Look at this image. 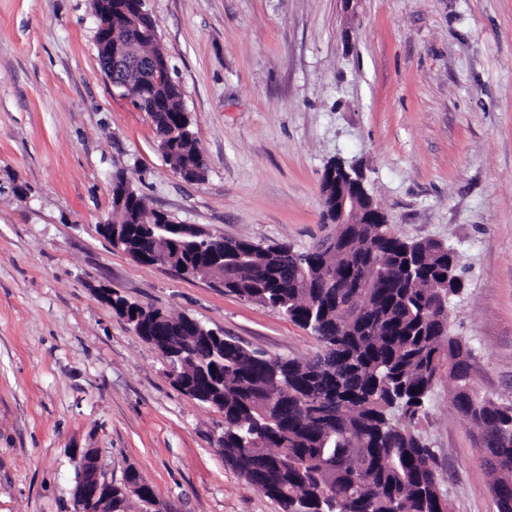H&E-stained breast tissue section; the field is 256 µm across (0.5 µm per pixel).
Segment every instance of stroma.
I'll return each instance as SVG.
<instances>
[{"label":"stroma","instance_id":"obj_1","mask_svg":"<svg viewBox=\"0 0 512 512\" xmlns=\"http://www.w3.org/2000/svg\"><path fill=\"white\" fill-rule=\"evenodd\" d=\"M207 170L180 178L147 113L101 70L91 0H0V512H74L73 451L137 470L166 512H279L224 463V417L98 298L308 359L309 332L212 282L144 265L98 226L112 176L214 236L309 247L333 157L409 239L456 246L451 335L482 390L512 401V0H147ZM447 378L419 430L454 512H497L481 433Z\"/></svg>","mask_w":512,"mask_h":512}]
</instances>
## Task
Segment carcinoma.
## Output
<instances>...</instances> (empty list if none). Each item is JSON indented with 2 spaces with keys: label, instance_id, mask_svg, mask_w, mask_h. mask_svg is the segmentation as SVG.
I'll use <instances>...</instances> for the list:
<instances>
[{
  "label": "carcinoma",
  "instance_id": "obj_1",
  "mask_svg": "<svg viewBox=\"0 0 512 512\" xmlns=\"http://www.w3.org/2000/svg\"><path fill=\"white\" fill-rule=\"evenodd\" d=\"M112 24L122 27L131 0H108ZM155 41L128 42L141 62L159 54ZM182 93L170 75L131 98L150 114L156 141L167 145L173 169L200 179L206 170ZM337 167L359 207H376L359 189L356 169L331 159L321 177L322 222L336 206ZM126 174L112 176V226L119 250L141 263L169 252L183 277L207 268L224 292L258 302L308 330L320 345L307 360L272 358L224 337L215 385L200 399L224 415V462L275 501L280 512H453L443 496L436 458L418 430L435 382L448 376L451 405L481 430L483 471L491 488L512 487V402L470 395L472 350L448 334V305L463 289L461 254L430 239L409 240L391 224H349L306 249L250 238L211 237L196 226L167 225L149 209ZM378 278L380 288L361 282ZM163 317L168 345L181 344L172 363L187 384L202 376L199 348L210 349L211 329L186 316L149 308L138 336L152 335ZM123 484L112 488V512H133Z\"/></svg>",
  "mask_w": 512,
  "mask_h": 512
}]
</instances>
